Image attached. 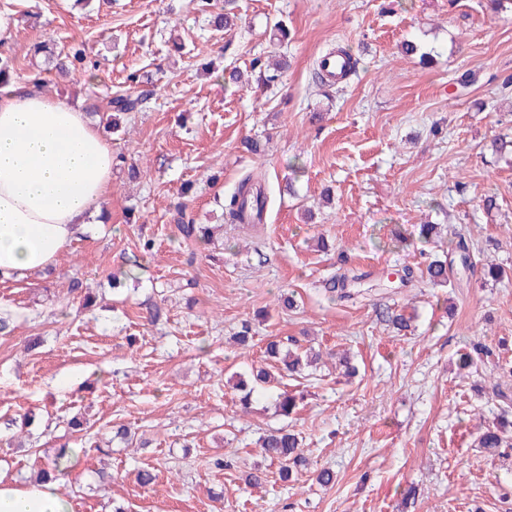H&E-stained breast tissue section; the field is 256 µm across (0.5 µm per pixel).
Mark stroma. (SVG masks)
<instances>
[{
    "instance_id": "obj_1",
    "label": "stroma",
    "mask_w": 512,
    "mask_h": 512,
    "mask_svg": "<svg viewBox=\"0 0 512 512\" xmlns=\"http://www.w3.org/2000/svg\"><path fill=\"white\" fill-rule=\"evenodd\" d=\"M234 6L239 20L224 31L200 0H0L10 24L0 58L41 73L47 95L98 102L128 90L132 72L154 91L107 136L120 159L101 203L109 222L52 275L0 283V314L12 317L0 332V475L24 482L36 460L67 446L78 454L63 476L74 512H109L113 498L128 512H512V448L477 445L485 426L512 424V155L491 148L512 140V86L502 85L512 0L496 12L490 0ZM47 38L62 52L85 45L99 66L94 88L29 54ZM407 41L429 63L405 54ZM336 47L359 65L329 86L317 63ZM274 52L287 69L259 81L253 62ZM235 69L245 84L225 80ZM464 73L465 89L455 83ZM252 171L266 175L264 220L227 224L224 204ZM180 206L214 225L206 244L183 243L172 220ZM425 222L434 241L419 236ZM461 238L472 267L452 259L447 286L416 278L348 302L322 291L346 268L375 281L422 269ZM492 263L501 279L488 276ZM131 269L136 280L111 287ZM284 295L294 309L280 308ZM389 308L410 317L407 333L385 321ZM246 320L254 339L244 349L233 338ZM285 337L347 353L357 375L318 365L285 377L301 396L292 414L264 397L242 414L232 375ZM469 350L467 373L457 359ZM25 414L28 431L6 429ZM74 416L83 431L69 427ZM121 425L147 447L112 440ZM281 427L309 461L288 482L258 443ZM220 455L231 468L212 466ZM142 467L156 474L147 488ZM321 468L335 484L316 482ZM257 469L265 481L248 485Z\"/></svg>"
}]
</instances>
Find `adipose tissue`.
Masks as SVG:
<instances>
[{"label":"adipose tissue","mask_w":512,"mask_h":512,"mask_svg":"<svg viewBox=\"0 0 512 512\" xmlns=\"http://www.w3.org/2000/svg\"><path fill=\"white\" fill-rule=\"evenodd\" d=\"M111 145L89 116L33 82L0 86V281L46 271L112 189ZM0 512H72L59 482L0 478Z\"/></svg>","instance_id":"ef3b65f1"}]
</instances>
